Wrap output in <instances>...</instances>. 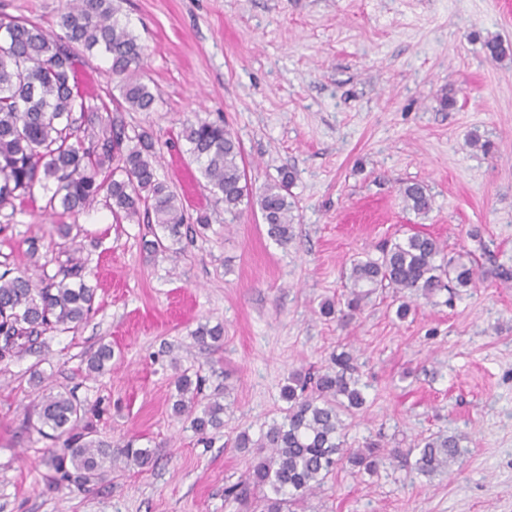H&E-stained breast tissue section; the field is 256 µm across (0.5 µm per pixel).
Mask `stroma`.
Masks as SVG:
<instances>
[{"label":"stroma","instance_id":"stroma-1","mask_svg":"<svg viewBox=\"0 0 512 512\" xmlns=\"http://www.w3.org/2000/svg\"><path fill=\"white\" fill-rule=\"evenodd\" d=\"M117 3L158 96L154 111L120 118L160 146V177L210 224L192 221L151 254L147 225L115 223L101 203L75 217L0 211V272L54 275L69 259L56 227L74 223L97 289L77 330L0 362V512H260L269 488L224 495L252 462L235 436L259 439L283 416L289 374L325 371L344 350L365 398L345 418V447L401 454L373 473L339 465L296 512H512V52L483 50L512 44V0ZM64 4L0 0V18L55 33ZM197 119L236 135L252 190L294 169L291 243L270 238L257 210L235 219L216 204L179 137ZM414 181L432 196L423 217L399 193ZM414 234L469 254L475 287L417 299L403 320L387 288L353 319L320 316L343 301L350 259ZM202 323L223 325L218 346L195 344ZM102 342L114 366L88 374ZM185 371L205 378L200 402L224 405L223 429L203 439L173 414ZM63 389L83 401L93 438L150 449L151 464H116L89 492L56 488L27 408ZM439 434L462 436V466L428 477L414 448Z\"/></svg>","mask_w":512,"mask_h":512}]
</instances>
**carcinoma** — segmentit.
Instances as JSON below:
<instances>
[{"mask_svg": "<svg viewBox=\"0 0 512 512\" xmlns=\"http://www.w3.org/2000/svg\"><path fill=\"white\" fill-rule=\"evenodd\" d=\"M115 0H67L59 17L61 33L50 34L35 24L0 19V210L42 199L52 213L78 214L104 198L117 223L153 224L154 239L145 241L152 252H165L182 237L187 222L180 196L158 174L159 156L145 132L133 136L108 105L90 93L78 77L75 48L93 50L110 62L112 82L130 112H151L157 95L144 81L145 52ZM180 138L200 165L206 186L224 212L234 217L241 205L261 213L267 234L281 245L295 236L298 215L291 195L295 176L283 170L255 196L250 194L239 140L222 123L198 120L182 124ZM405 208L425 216L432 207L427 189L412 182L399 189ZM79 250L71 249L69 265L37 283L26 270L0 274V362L37 344L47 331L69 332L87 321L94 309L96 288L82 277ZM349 293L345 317L361 311L362 302L378 288L399 295L396 314L410 312L407 298H431L454 285L475 287V271L463 256L447 257L439 242L411 235L383 247L376 258H354L345 270ZM199 345L216 344L219 326L199 325L192 333ZM112 345L102 342L87 368L100 373L112 365ZM336 371L292 373L282 387L288 408L281 422L252 441L247 432L235 438L237 448H256L248 480L270 486L277 497L263 499V512H290L321 488L337 465L346 461L368 472L380 458L394 456L377 446L345 450L342 414L359 410L365 400L353 376V355L332 358ZM202 377H177L175 415L190 422L201 436L224 427V404L219 399L199 406ZM38 434L63 440L47 449V465L59 486L88 490L105 479L117 459L112 446L90 438L83 402L71 390L50 393L33 405ZM462 438L436 436L418 451L416 469L426 476L449 472L460 465ZM119 457L145 467L152 460L147 448L128 442ZM288 491L289 497L280 494Z\"/></svg>", "mask_w": 512, "mask_h": 512, "instance_id": "carcinoma-1", "label": "carcinoma"}]
</instances>
